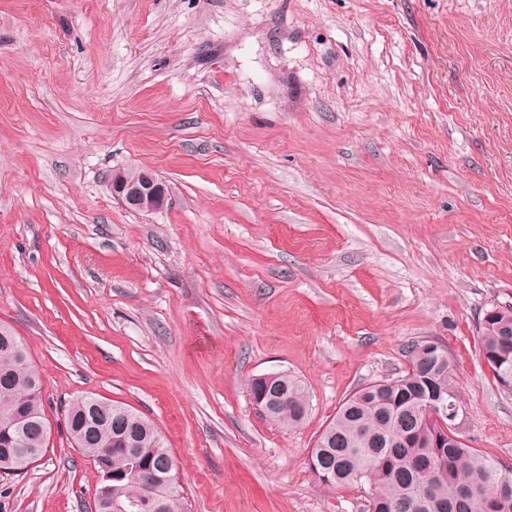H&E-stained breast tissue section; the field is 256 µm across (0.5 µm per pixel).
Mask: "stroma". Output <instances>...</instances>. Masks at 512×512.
Wrapping results in <instances>:
<instances>
[{
  "instance_id": "35a3bbf8",
  "label": "stroma",
  "mask_w": 512,
  "mask_h": 512,
  "mask_svg": "<svg viewBox=\"0 0 512 512\" xmlns=\"http://www.w3.org/2000/svg\"><path fill=\"white\" fill-rule=\"evenodd\" d=\"M152 169L168 203L114 199ZM512 305V0H0V324L52 426L0 512H94L61 411L150 419L191 512H368L318 435L429 337L460 431L512 466V397L477 343ZM312 410L277 427L248 381ZM116 171H123L124 174L112 175L108 187L112 196L120 200L128 209L152 214L166 206L167 192L162 181L152 170L118 169L114 172ZM138 172L139 174L134 179L126 178H131ZM281 373L276 383L280 389L286 392L288 403L273 412L264 415L271 422L284 428H294L303 423L311 410L309 392L298 377L287 373Z\"/></svg>"
}]
</instances>
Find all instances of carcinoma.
Wrapping results in <instances>:
<instances>
[{"label":"carcinoma","mask_w":512,"mask_h":512,"mask_svg":"<svg viewBox=\"0 0 512 512\" xmlns=\"http://www.w3.org/2000/svg\"><path fill=\"white\" fill-rule=\"evenodd\" d=\"M479 352L487 359L501 393L512 396V305L503 306L478 327ZM409 369L390 380L366 385L341 404L312 449L309 465L322 485L368 486L369 512H512V467L480 454L459 434L456 422L430 423L422 407L438 400L460 401L453 381L451 353H438L420 343L407 346ZM278 386L288 403L265 413L284 428L303 423L311 410L309 392L298 377L283 372ZM45 404L40 379L21 339L0 325V424L17 416L26 427L10 430L14 444L0 436V474L19 475L26 469L30 448L45 447L38 425ZM67 439L79 444L87 460L107 458L112 480L98 468V485L112 488V503L126 512H189L188 501L174 478L149 492L138 468L150 464L165 476L175 463L156 426L120 402L81 396L63 410ZM449 431L448 446L429 447L435 433Z\"/></svg>","instance_id":"obj_1"}]
</instances>
